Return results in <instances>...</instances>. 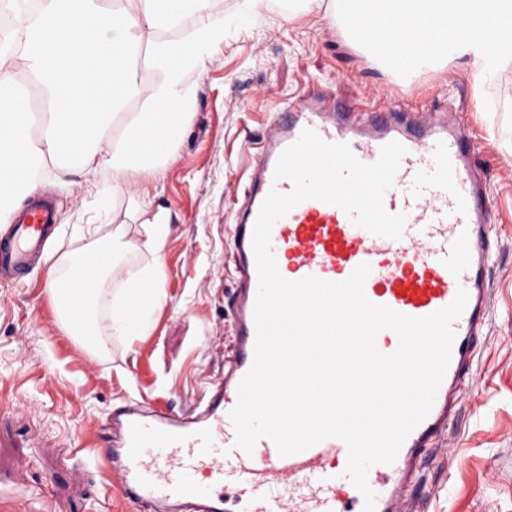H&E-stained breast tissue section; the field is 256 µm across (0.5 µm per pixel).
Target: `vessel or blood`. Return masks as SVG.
<instances>
[{"instance_id":"b4317fda","label":"vessel or blood","mask_w":512,"mask_h":512,"mask_svg":"<svg viewBox=\"0 0 512 512\" xmlns=\"http://www.w3.org/2000/svg\"><path fill=\"white\" fill-rule=\"evenodd\" d=\"M441 110L444 119L434 122L387 111L358 123L343 104L313 91L276 112L252 160L233 226L235 334L223 379L187 416L132 402L108 417L120 442L97 451L96 461L113 474L131 506L173 502L182 512H364L363 495L345 475L348 450L342 440L329 438L283 457L272 440L262 438L248 453L237 446L230 418L254 358V224L271 190L291 191L290 180L275 179L276 164L302 131L311 129L324 142L348 144L366 164L378 159L385 144L401 143L406 152L383 203L389 213L405 215L406 224L400 238L381 237L356 226L338 206L303 201L276 221L271 233L276 262L285 266L289 280L315 276L341 282L366 263L371 268L364 283L367 299L415 317L446 307L458 289L468 293L453 325L451 359L429 414L408 435L392 464H377L368 472L375 512H412L407 491L458 410L460 386L473 368L490 308V198L476 172L469 132L454 117L452 104ZM54 230L55 205L45 194L0 226V280L31 269Z\"/></svg>"}]
</instances>
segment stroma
I'll return each instance as SVG.
<instances>
[{
  "instance_id": "obj_1",
  "label": "stroma",
  "mask_w": 512,
  "mask_h": 512,
  "mask_svg": "<svg viewBox=\"0 0 512 512\" xmlns=\"http://www.w3.org/2000/svg\"><path fill=\"white\" fill-rule=\"evenodd\" d=\"M312 88L356 120L370 106L423 114L449 100L472 135L491 193L490 317L458 413L418 480L419 512H512V71L478 82L465 59L450 57L400 77L351 39L336 0L310 13L297 0H267L254 12L224 0V39L158 182L129 172L124 191L103 197L89 186H111V170L93 177L36 164L37 190L58 201L57 230L41 264L0 282V512H133L94 461L111 438L106 417L131 401L189 412L223 376L232 226L250 163L275 110ZM153 211L169 224L157 255L143 247ZM117 224L139 248L123 257L113 289L157 263L164 300L146 333L131 338L111 335L102 311L97 352L61 331L45 278L62 255L106 245Z\"/></svg>"
}]
</instances>
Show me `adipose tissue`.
Instances as JSON below:
<instances>
[{"label": "adipose tissue", "mask_w": 512, "mask_h": 512, "mask_svg": "<svg viewBox=\"0 0 512 512\" xmlns=\"http://www.w3.org/2000/svg\"><path fill=\"white\" fill-rule=\"evenodd\" d=\"M15 34L19 48L0 47L1 224L13 215L9 199L31 187L39 159L66 171L131 167L142 183H154L189 114L193 88L183 74L203 69L224 17L217 0H40L36 15L18 14ZM23 76L40 89V112L9 92ZM131 247L123 227H113L107 247L50 267V292L72 287L90 268L102 298ZM159 273L144 268L113 295V335L146 331L162 301Z\"/></svg>", "instance_id": "adipose-tissue-1"}]
</instances>
